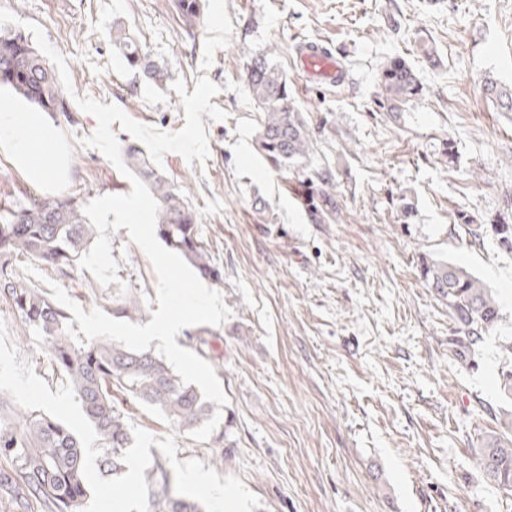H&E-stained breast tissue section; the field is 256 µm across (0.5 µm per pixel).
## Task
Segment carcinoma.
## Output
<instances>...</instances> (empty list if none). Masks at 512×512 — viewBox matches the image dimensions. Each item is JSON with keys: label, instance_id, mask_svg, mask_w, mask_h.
I'll use <instances>...</instances> for the list:
<instances>
[{"label": "carcinoma", "instance_id": "carcinoma-1", "mask_svg": "<svg viewBox=\"0 0 512 512\" xmlns=\"http://www.w3.org/2000/svg\"><path fill=\"white\" fill-rule=\"evenodd\" d=\"M184 26L196 27L200 0H175ZM112 46L128 68L150 84L161 85L167 70L144 53L136 39L120 25L112 32ZM243 79L262 112L256 136L258 152L277 170L303 167L309 162L312 139L308 125L288 94V81L261 54L246 61ZM379 107L396 115L423 95L424 86L415 68L403 57L388 58L378 73ZM0 87L10 90L38 110L66 109L64 93L53 68L20 32H0ZM485 88L497 106L512 112V88L488 79ZM127 167L145 181L159 205L156 232L204 280L224 281V271L212 260L198 228V216L182 189L164 177L142 148H123ZM312 191L307 208L317 224H330L339 214L335 178L331 170L308 178ZM472 243L484 241V229L474 226L468 212L455 217ZM496 245L512 253V214L491 225ZM97 235L72 196L45 197L0 216V257L26 255L59 277L70 276L78 259ZM420 272L429 287L448 302L452 321L450 350L461 361L495 329L500 306L492 291L467 271L447 261H424ZM0 298L27 329L38 335L50 356L52 369L72 384L85 417L94 426L97 447L102 449L99 468L118 475L125 471L123 453L134 443L132 429L115 409L118 391L134 402L161 413L187 431L213 415L211 404L191 384L185 383L167 362L150 351L133 352L107 340H86L71 334L67 312L47 293L29 286L8 261H0ZM115 318L135 321L144 304L138 293L128 291L112 298ZM503 435L489 436L480 450L485 477L499 488L512 491V411L501 418ZM83 448L74 433L39 410L17 409L0 392V501L10 512H83L91 491L82 474ZM148 485V512H204L196 500L171 487L166 461L156 459L144 471Z\"/></svg>", "mask_w": 512, "mask_h": 512}]
</instances>
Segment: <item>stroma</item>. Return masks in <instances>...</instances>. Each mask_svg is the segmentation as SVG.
Returning a JSON list of instances; mask_svg holds the SVG:
<instances>
[{
	"mask_svg": "<svg viewBox=\"0 0 512 512\" xmlns=\"http://www.w3.org/2000/svg\"><path fill=\"white\" fill-rule=\"evenodd\" d=\"M186 29L173 0H0L41 26L63 57L66 109L26 123L52 166L40 178L0 147V212L36 196L88 203L126 194L130 181L84 141L97 128L78 98L114 104L164 132L185 124L171 80L187 91L206 76L228 118L203 117L210 154L191 163L165 154L162 172L181 186L199 232L224 271L219 290L232 317L176 342L210 363L228 398L226 436L204 442L131 400L129 425L174 436L178 461L197 459L234 475L260 501L256 512H512V493L479 465L496 431L503 373L512 371V253L483 244L454 222L458 210L489 228L512 209V112L483 92L487 78L512 86V0H201ZM126 29L170 82L136 79L112 49ZM323 44L349 77L346 88L307 83L300 40ZM440 58L430 65L424 53ZM267 55L288 78L314 138L310 169L335 176L340 218L313 223L309 186L270 168L255 149L261 113L241 77ZM411 62L424 86L399 118L377 104V74L390 57ZM454 160L441 153L446 140ZM411 206L402 217L399 198ZM118 282L101 286L75 268L59 284L84 311L107 310L121 289L138 292L150 322L157 279L127 229L110 234ZM445 260L496 295L500 325L470 363L448 349V306L421 276L423 259ZM10 341L50 390L64 381L35 336L0 301ZM223 464H215L216 453Z\"/></svg>",
	"mask_w": 512,
	"mask_h": 512,
	"instance_id": "1",
	"label": "stroma"
}]
</instances>
